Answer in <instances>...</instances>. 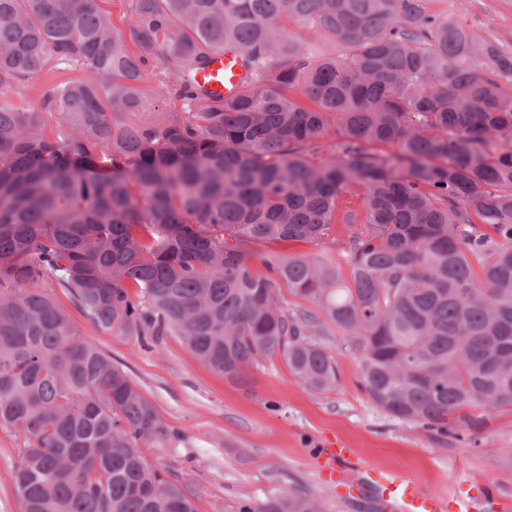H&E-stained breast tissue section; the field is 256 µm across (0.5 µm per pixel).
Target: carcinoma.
I'll return each mask as SVG.
<instances>
[{
	"mask_svg": "<svg viewBox=\"0 0 512 512\" xmlns=\"http://www.w3.org/2000/svg\"><path fill=\"white\" fill-rule=\"evenodd\" d=\"M128 12L125 35L97 0H0V427L22 439L21 512H196L142 451L170 442L167 423L54 286L98 328L180 336L242 386L278 352L308 388H336L338 331L361 390L399 421L456 437L512 408V53L424 0ZM129 41L163 66L150 93ZM233 46L235 97L187 82ZM51 63L89 78L13 103ZM171 98L181 111L156 106ZM353 186L350 280L306 254L252 267V244L329 236ZM283 285L317 310L288 309ZM238 512L325 505L289 489Z\"/></svg>",
	"mask_w": 512,
	"mask_h": 512,
	"instance_id": "obj_1",
	"label": "carcinoma"
}]
</instances>
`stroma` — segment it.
<instances>
[{
	"label": "stroma",
	"instance_id": "1",
	"mask_svg": "<svg viewBox=\"0 0 512 512\" xmlns=\"http://www.w3.org/2000/svg\"><path fill=\"white\" fill-rule=\"evenodd\" d=\"M429 15L458 16L506 53L512 52V0H424ZM356 225H333L321 244L268 242L264 257L304 253L345 263ZM50 294L77 333L124 367L156 406L173 438L146 451L195 496L197 512H238L241 501L263 504L285 489L322 499L328 512H383L368 498L343 501L314 471L324 437L333 436L382 469L411 476L428 493L466 495L486 485L482 512H512V410L490 412L485 427L456 440L396 420L375 406L357 384L350 343L334 336L339 383L316 392L280 354L249 369L242 388L200 362L182 337L127 336L96 328L60 288ZM20 438L0 428V512H20L13 473Z\"/></svg>",
	"mask_w": 512,
	"mask_h": 512
}]
</instances>
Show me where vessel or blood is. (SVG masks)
Here are the masks:
<instances>
[{"mask_svg": "<svg viewBox=\"0 0 512 512\" xmlns=\"http://www.w3.org/2000/svg\"><path fill=\"white\" fill-rule=\"evenodd\" d=\"M245 77L243 55L228 47L215 52L211 62L197 71L192 82L215 95L233 97ZM321 482L339 488L348 498L364 494L377 498L387 512H447L448 498L422 491L407 474L380 469L352 456L351 449L327 439L316 461Z\"/></svg>", "mask_w": 512, "mask_h": 512, "instance_id": "obj_1", "label": "vessel or blood"}]
</instances>
